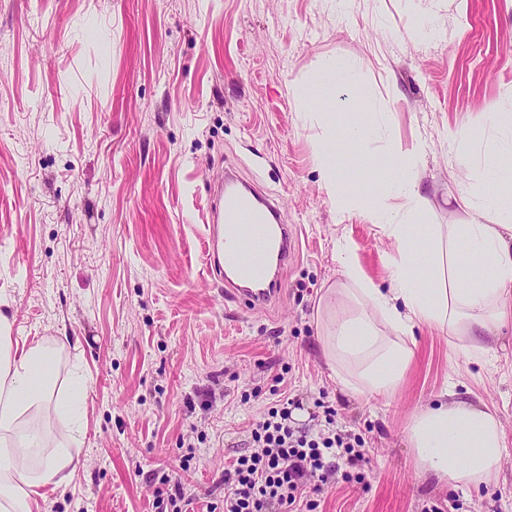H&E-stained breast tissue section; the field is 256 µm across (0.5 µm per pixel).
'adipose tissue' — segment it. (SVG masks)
<instances>
[{"instance_id": "adipose-tissue-1", "label": "adipose tissue", "mask_w": 512, "mask_h": 512, "mask_svg": "<svg viewBox=\"0 0 512 512\" xmlns=\"http://www.w3.org/2000/svg\"><path fill=\"white\" fill-rule=\"evenodd\" d=\"M494 118L500 144L489 167L474 171L476 179L494 183L493 197L485 206L469 203L467 223L430 224L416 182L419 147L393 141L378 146L390 115L352 89L333 134L358 145L369 176L395 171L402 187L380 189L368 199L335 165L320 164L337 211H363L394 246L386 260L389 286L382 290L363 275L349 246L340 244L343 279L317 306L322 355L344 391L392 396L413 360L416 326L446 330L480 358L512 318V113ZM424 256L430 264L425 276L419 272ZM11 330V318L0 310V512H37L40 488L64 484L76 460L65 444L48 446L39 431L22 428L21 420L53 415L66 418L67 431L79 429L87 378L74 373L69 394L55 397V340L44 337L17 351ZM407 438L420 475L471 490L499 474L505 448L501 421L486 404L460 398L454 389H444L434 404L413 414Z\"/></svg>"}]
</instances>
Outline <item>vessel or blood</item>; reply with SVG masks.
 I'll list each match as a JSON object with an SVG mask.
<instances>
[{
	"label": "vessel or blood",
	"mask_w": 512,
	"mask_h": 512,
	"mask_svg": "<svg viewBox=\"0 0 512 512\" xmlns=\"http://www.w3.org/2000/svg\"><path fill=\"white\" fill-rule=\"evenodd\" d=\"M281 210L275 198L257 195L250 187L222 186L206 227V268L220 273L229 262L234 273L251 274L258 271L269 251L287 257L291 231L282 222ZM280 291L273 281L254 288H228L224 294L254 310L270 305Z\"/></svg>",
	"instance_id": "vessel-or-blood-1"
}]
</instances>
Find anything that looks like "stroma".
I'll list each match as a JSON object with an SVG mask.
<instances>
[{"instance_id":"35a3bbf8","label":"stroma","mask_w":512,"mask_h":512,"mask_svg":"<svg viewBox=\"0 0 512 512\" xmlns=\"http://www.w3.org/2000/svg\"><path fill=\"white\" fill-rule=\"evenodd\" d=\"M441 40L418 39L425 24ZM336 57L391 114L389 137L422 149L428 223L460 224L461 194L512 113V0H0V303L15 346L59 341L57 387L88 377L73 476L40 512H156L164 476L194 512L222 507L224 469L249 425L295 400L318 430L364 440L360 484L338 482L317 512H512V322L484 362L440 330L415 329V357L389 399L341 392L318 343L315 308L340 280L337 239L367 279L388 287L381 226L338 213L319 157L353 185L357 149L327 136L344 106L319 85ZM318 85L310 109L291 87ZM485 127L480 139L449 132ZM284 202L295 249L279 301L249 310L203 270L204 224L225 169ZM455 385L493 408L506 437L497 482L470 492L419 476L413 411Z\"/></svg>"}]
</instances>
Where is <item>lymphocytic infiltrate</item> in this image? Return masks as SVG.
<instances>
[{"label":"lymphocytic infiltrate","mask_w":512,"mask_h":512,"mask_svg":"<svg viewBox=\"0 0 512 512\" xmlns=\"http://www.w3.org/2000/svg\"><path fill=\"white\" fill-rule=\"evenodd\" d=\"M291 417L283 403L268 408L253 423L250 453L224 470V512H293L300 505L316 512L318 501L303 497L309 477L324 484L350 479V472L338 471L335 460L344 457L352 465L362 461V439L331 431L330 415L325 428L314 435L293 425Z\"/></svg>","instance_id":"lymphocytic-infiltrate-1"}]
</instances>
